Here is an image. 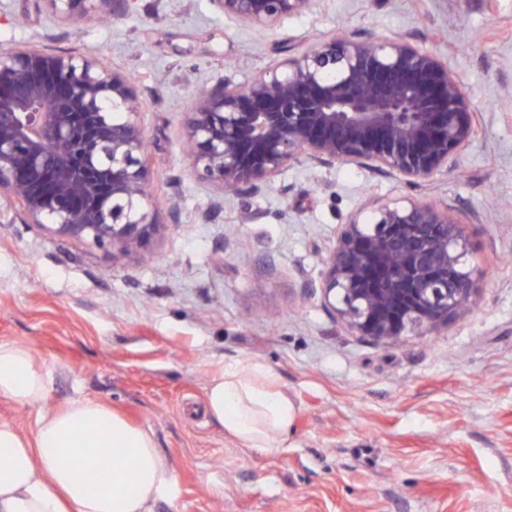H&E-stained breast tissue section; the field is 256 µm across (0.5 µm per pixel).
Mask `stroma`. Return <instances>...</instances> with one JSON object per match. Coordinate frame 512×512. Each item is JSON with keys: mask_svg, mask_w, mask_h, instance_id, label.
I'll list each match as a JSON object with an SVG mask.
<instances>
[{"mask_svg": "<svg viewBox=\"0 0 512 512\" xmlns=\"http://www.w3.org/2000/svg\"><path fill=\"white\" fill-rule=\"evenodd\" d=\"M403 33L447 62L482 114L457 169L414 185L354 164L288 166L248 204L192 173L196 87L242 82L318 40ZM31 42L129 74L158 230L112 257L20 224L0 201V341L50 383L0 423L84 395L153 432L179 497L156 512H512V0H316L268 32L212 0H137L72 29L43 0H0V49ZM443 202L476 271L472 308L388 347L351 332L316 286L342 224L386 203ZM273 371L298 412L260 452L205 410L218 368Z\"/></svg>", "mask_w": 512, "mask_h": 512, "instance_id": "1", "label": "stroma"}]
</instances>
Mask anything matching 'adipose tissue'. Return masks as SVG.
I'll use <instances>...</instances> for the list:
<instances>
[{
    "label": "adipose tissue",
    "mask_w": 512,
    "mask_h": 512,
    "mask_svg": "<svg viewBox=\"0 0 512 512\" xmlns=\"http://www.w3.org/2000/svg\"><path fill=\"white\" fill-rule=\"evenodd\" d=\"M49 373L24 345L0 342V399H43ZM207 414L248 448H278L297 409L263 364L221 367L205 392ZM0 512H154L174 501L178 481L152 431L100 400L76 396L42 412L32 435L0 423Z\"/></svg>",
    "instance_id": "adipose-tissue-1"
}]
</instances>
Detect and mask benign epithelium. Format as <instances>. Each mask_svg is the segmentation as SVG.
I'll list each match as a JSON object with an SVG mask.
<instances>
[{
	"mask_svg": "<svg viewBox=\"0 0 512 512\" xmlns=\"http://www.w3.org/2000/svg\"><path fill=\"white\" fill-rule=\"evenodd\" d=\"M61 23L125 16L131 0H43ZM225 16L275 30L315 0H213ZM142 104L128 75L36 45L0 50V197L16 219L122 256L156 229ZM478 112L436 54L407 36L334 35L246 82L198 88L183 143L197 179L247 200L294 163H352L410 184L448 170ZM459 214L384 204L349 219L319 288L347 328L391 346L448 327L476 288Z\"/></svg>",
	"mask_w": 512,
	"mask_h": 512,
	"instance_id": "1",
	"label": "benign epithelium"
}]
</instances>
